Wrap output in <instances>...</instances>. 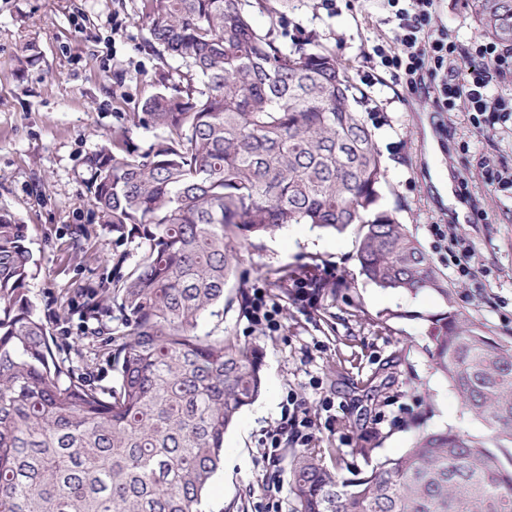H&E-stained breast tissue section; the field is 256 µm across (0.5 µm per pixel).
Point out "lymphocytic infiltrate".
<instances>
[{
	"label": "lymphocytic infiltrate",
	"instance_id": "f902f5d3",
	"mask_svg": "<svg viewBox=\"0 0 512 512\" xmlns=\"http://www.w3.org/2000/svg\"><path fill=\"white\" fill-rule=\"evenodd\" d=\"M390 43L372 48L374 56L412 93L431 100L435 111H465L475 131L487 135L512 123V96L495 91L512 74V47L479 36L463 44L438 25L439 0H385ZM455 279L478 273L475 251L452 224H436Z\"/></svg>",
	"mask_w": 512,
	"mask_h": 512
}]
</instances>
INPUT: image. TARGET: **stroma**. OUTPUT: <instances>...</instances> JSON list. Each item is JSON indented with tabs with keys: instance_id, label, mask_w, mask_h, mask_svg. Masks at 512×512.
<instances>
[{
	"instance_id": "1",
	"label": "stroma",
	"mask_w": 512,
	"mask_h": 512,
	"mask_svg": "<svg viewBox=\"0 0 512 512\" xmlns=\"http://www.w3.org/2000/svg\"><path fill=\"white\" fill-rule=\"evenodd\" d=\"M143 0H0V209L29 229L37 261L28 280L50 336L88 349L76 306L110 272L113 252L135 243L99 223L84 157L124 113L154 92L161 61L142 24ZM382 0H288L279 37L310 38L336 55L365 96L381 153L380 210L405 224L447 277L448 254L431 227L455 224L482 265L447 294L394 292L360 280L353 235L291 224L252 239L224 289L220 315L200 333L238 337L263 351V389L224 437V466L204 512H291L293 449H338L347 466L407 453L423 435L467 431L500 459L512 457L461 403L434 364L430 332L448 307L466 311L492 340L512 342V194L488 193L486 168L512 169V129L475 136L465 113L436 112L369 57L391 26ZM438 22L460 43L478 29L472 0H441ZM299 291L305 279L336 281L335 298L282 297L277 271ZM265 291L275 328L255 323L246 295ZM302 420L298 431L289 419ZM371 449L370 458L356 455Z\"/></svg>"
}]
</instances>
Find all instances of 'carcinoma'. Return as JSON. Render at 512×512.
Returning <instances> with one entry per match:
<instances>
[{"instance_id":"cac0c4a2","label":"carcinoma","mask_w":512,"mask_h":512,"mask_svg":"<svg viewBox=\"0 0 512 512\" xmlns=\"http://www.w3.org/2000/svg\"><path fill=\"white\" fill-rule=\"evenodd\" d=\"M264 0H144L153 43L186 68L84 160L101 223L137 239L112 255L81 328L112 331L115 386L76 374L28 294L27 225L0 210V512H202L224 435L262 389L255 348L198 332L254 237L288 224L356 232L365 280L448 294L405 225L378 209L384 181L362 95L336 56L261 33ZM480 34L512 45V0H475ZM134 128L157 131L141 151ZM310 294L336 296L314 281ZM115 311L117 324L109 326ZM435 365L466 409L512 444V345L448 307ZM303 448L289 464L291 512H512V464L466 431L431 433L402 457L347 474Z\"/></svg>"}]
</instances>
